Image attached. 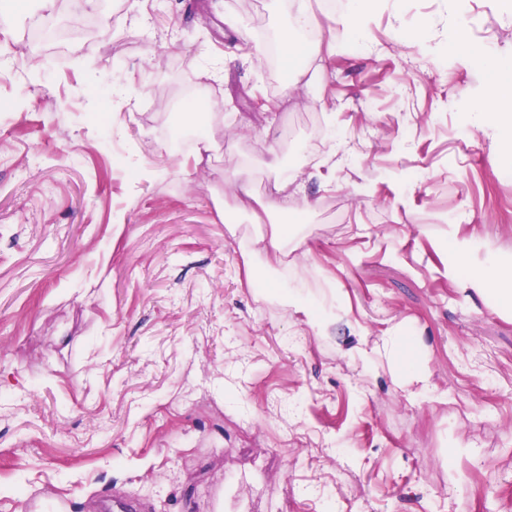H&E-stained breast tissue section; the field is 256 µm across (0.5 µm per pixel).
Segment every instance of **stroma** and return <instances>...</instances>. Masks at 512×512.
<instances>
[{"label":"stroma","mask_w":512,"mask_h":512,"mask_svg":"<svg viewBox=\"0 0 512 512\" xmlns=\"http://www.w3.org/2000/svg\"><path fill=\"white\" fill-rule=\"evenodd\" d=\"M323 2L0 0V512H512V316L444 247L512 255V162L473 116L512 69L448 40L512 58V0ZM301 7L320 51L272 70L260 34ZM42 26L66 37L34 55ZM191 86L201 163L169 146ZM244 163L262 204L296 176L272 222L224 217ZM274 223L300 238L271 267ZM398 324L414 399L358 356Z\"/></svg>","instance_id":"stroma-1"}]
</instances>
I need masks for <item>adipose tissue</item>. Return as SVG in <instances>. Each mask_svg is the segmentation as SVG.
Listing matches in <instances>:
<instances>
[{"instance_id": "obj_1", "label": "adipose tissue", "mask_w": 512, "mask_h": 512, "mask_svg": "<svg viewBox=\"0 0 512 512\" xmlns=\"http://www.w3.org/2000/svg\"><path fill=\"white\" fill-rule=\"evenodd\" d=\"M480 123L500 135L505 141H512V88H503L489 96L486 103L477 110ZM448 258L449 272H458L468 267L469 272L462 280L463 288L485 297L497 310L512 312V256H481L480 248L472 239H459L451 243ZM417 340L393 327L386 331L380 343L372 351H361L362 361H369L371 355L385 357L401 374L405 383L426 384L427 377L421 369L416 355Z\"/></svg>"}]
</instances>
